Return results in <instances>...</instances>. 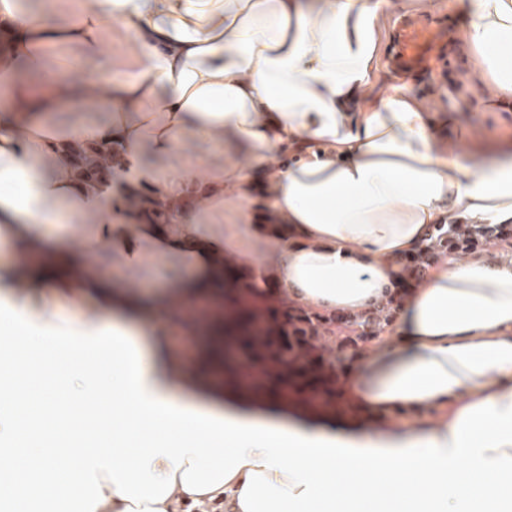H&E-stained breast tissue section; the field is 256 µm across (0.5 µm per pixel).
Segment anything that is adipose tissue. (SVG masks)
<instances>
[{"label": "adipose tissue", "mask_w": 512, "mask_h": 512, "mask_svg": "<svg viewBox=\"0 0 512 512\" xmlns=\"http://www.w3.org/2000/svg\"><path fill=\"white\" fill-rule=\"evenodd\" d=\"M391 0H93L51 23L43 7L0 0V29L16 38L0 57V224L22 258L0 269V390L14 426L0 453L19 451L0 477V512H170L176 498L226 495L231 512H512V264L445 262L416 288L401 344L353 370L336 430L310 426L294 389L252 394L212 382L211 398L172 396L134 329L71 321L19 302L11 285L45 288L64 264L66 285L96 280L65 241L46 243L43 224H116L109 193L82 189L75 144L123 148L116 187L149 188L161 201L200 193L172 229L142 225L153 247L190 256L191 291L156 307L180 320L187 301L228 287L225 266L247 268L255 288L278 283L320 309L362 312L385 299L398 259L436 224L512 223V143L487 170L450 157L432 114L405 86L379 83L381 21ZM488 109L512 104V0H459ZM121 27L136 51L130 74L45 82L46 51L75 47L81 63L104 53ZM25 61L42 83L15 82ZM102 119L86 116L87 106ZM58 112L74 121L55 120ZM216 160L186 158V140ZM295 165L278 162L282 152ZM288 225L271 267L236 244L200 237L225 212ZM69 341L73 359L55 380L72 411L13 396L18 369L38 375L42 342ZM251 392L249 408L236 393ZM290 402L291 416L262 414ZM434 412L436 424L380 430L399 412ZM69 448L61 459L53 441Z\"/></svg>", "instance_id": "obj_1"}]
</instances>
